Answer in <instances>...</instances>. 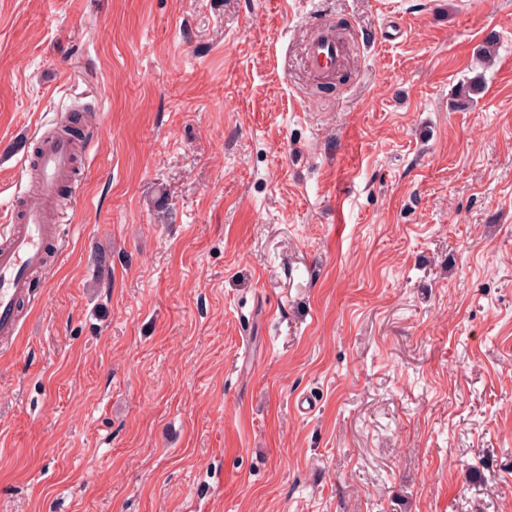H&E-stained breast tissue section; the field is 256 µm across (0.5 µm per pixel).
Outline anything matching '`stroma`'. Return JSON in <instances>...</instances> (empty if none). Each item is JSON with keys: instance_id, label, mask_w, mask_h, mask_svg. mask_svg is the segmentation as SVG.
<instances>
[{"instance_id": "35a3bbf8", "label": "stroma", "mask_w": 512, "mask_h": 512, "mask_svg": "<svg viewBox=\"0 0 512 512\" xmlns=\"http://www.w3.org/2000/svg\"><path fill=\"white\" fill-rule=\"evenodd\" d=\"M79 108L0 512H512V0H0V225ZM353 51L351 45L343 46L329 35L324 22L315 37L309 40L304 49L306 68L316 77H326L341 67L347 54Z\"/></svg>"}]
</instances>
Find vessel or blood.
Instances as JSON below:
<instances>
[{"mask_svg":"<svg viewBox=\"0 0 512 512\" xmlns=\"http://www.w3.org/2000/svg\"><path fill=\"white\" fill-rule=\"evenodd\" d=\"M350 47L336 42L328 28H321L304 49L306 68L316 77H326L341 67ZM73 159L68 139L40 136L37 167L40 172L39 199L26 204L13 216L0 237V335L19 336L22 327L17 303L25 295L31 272L45 267L46 247H62V240L48 242L47 226L61 185L67 180Z\"/></svg>","mask_w":512,"mask_h":512,"instance_id":"b4317fda","label":"vessel or blood"}]
</instances>
